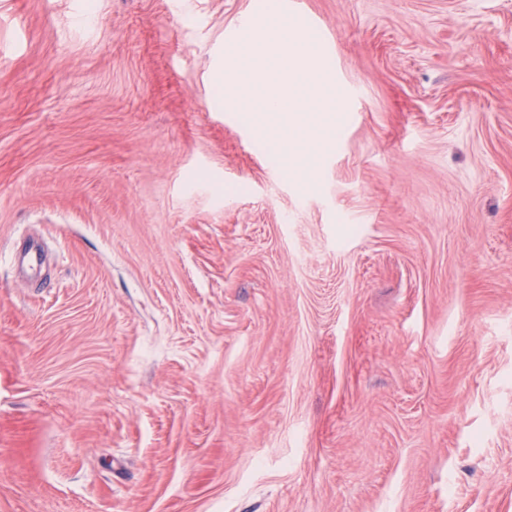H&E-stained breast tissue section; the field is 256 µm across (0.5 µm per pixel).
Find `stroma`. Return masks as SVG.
<instances>
[{"label": "stroma", "instance_id": "1", "mask_svg": "<svg viewBox=\"0 0 512 512\" xmlns=\"http://www.w3.org/2000/svg\"><path fill=\"white\" fill-rule=\"evenodd\" d=\"M302 7L305 180L252 0H0V512H512V0Z\"/></svg>", "mask_w": 512, "mask_h": 512}]
</instances>
